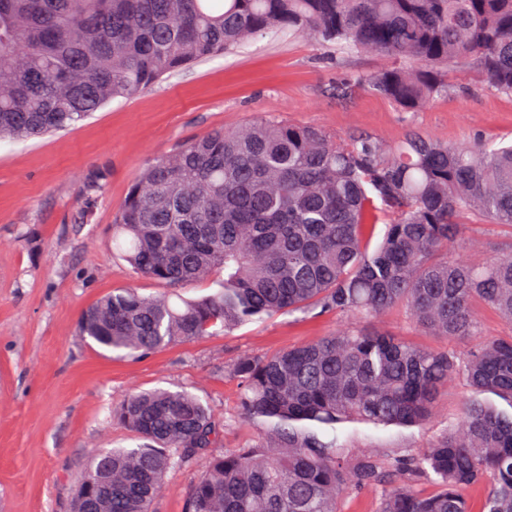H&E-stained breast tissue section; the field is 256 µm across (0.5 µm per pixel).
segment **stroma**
Returning <instances> with one entry per match:
<instances>
[{
  "label": "stroma",
  "mask_w": 512,
  "mask_h": 512,
  "mask_svg": "<svg viewBox=\"0 0 512 512\" xmlns=\"http://www.w3.org/2000/svg\"><path fill=\"white\" fill-rule=\"evenodd\" d=\"M389 63L379 54L271 34L114 100L67 131L0 140V512H72V486L93 451L133 446L112 410L136 391L200 396L227 421L220 449L258 440L257 427L237 416L240 383L228 365L316 341L354 319L284 313L141 357L101 349L79 331L86 309L133 283L146 295L161 291L113 257V220L146 164L213 130L261 117L336 137L366 132L389 145L411 129L454 146L512 140V95L491 90L473 69L449 72L447 90L417 112L363 89H334L337 74L366 76ZM510 243L512 227L469 213L455 252L480 264ZM381 323L420 347L462 355L474 344L424 332L401 308ZM469 398L459 385L441 393L424 425L353 420L338 424L336 434L357 454H414L440 440ZM206 465L201 457L170 471L152 512H186L189 489Z\"/></svg>",
  "instance_id": "1"
}]
</instances>
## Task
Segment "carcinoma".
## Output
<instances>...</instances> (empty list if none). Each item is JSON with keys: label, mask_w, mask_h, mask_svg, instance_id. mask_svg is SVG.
Segmentation results:
<instances>
[{"label": "carcinoma", "mask_w": 512, "mask_h": 512, "mask_svg": "<svg viewBox=\"0 0 512 512\" xmlns=\"http://www.w3.org/2000/svg\"><path fill=\"white\" fill-rule=\"evenodd\" d=\"M302 32L406 65L362 88L418 111L473 65L512 95V0H0V139L64 131L199 60L256 36ZM512 227V143L448 146L408 131L376 137L260 119L216 130L143 167L112 224V249L137 277L201 298L112 291L82 315L83 335L143 356L279 313L353 317L344 328L229 365L239 414L261 438L224 452L225 423L196 394L154 389L112 410L141 443L102 448L74 483V512H151L165 475L209 454L187 512H341L380 487L378 512H470L464 491L491 478L482 512H512V413L471 400L462 419L412 455H354L325 428L348 419L423 424L439 391L463 380L512 403V334L483 337L475 304L512 323V245L482 264L453 256L462 215ZM385 232L370 245L371 226ZM403 307L419 328L472 337L463 358L369 326ZM433 474L424 496L410 483Z\"/></svg>", "instance_id": "carcinoma-1"}]
</instances>
